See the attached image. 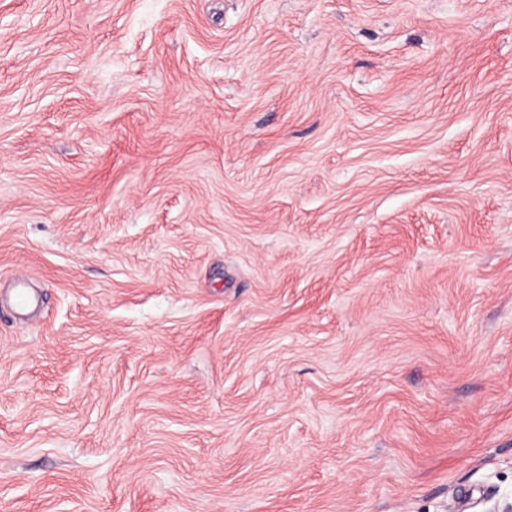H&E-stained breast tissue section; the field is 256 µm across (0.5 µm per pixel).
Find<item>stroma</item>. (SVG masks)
<instances>
[{
  "label": "stroma",
  "instance_id": "35a3bbf8",
  "mask_svg": "<svg viewBox=\"0 0 512 512\" xmlns=\"http://www.w3.org/2000/svg\"><path fill=\"white\" fill-rule=\"evenodd\" d=\"M511 503L512 0H0V512Z\"/></svg>",
  "mask_w": 512,
  "mask_h": 512
}]
</instances>
